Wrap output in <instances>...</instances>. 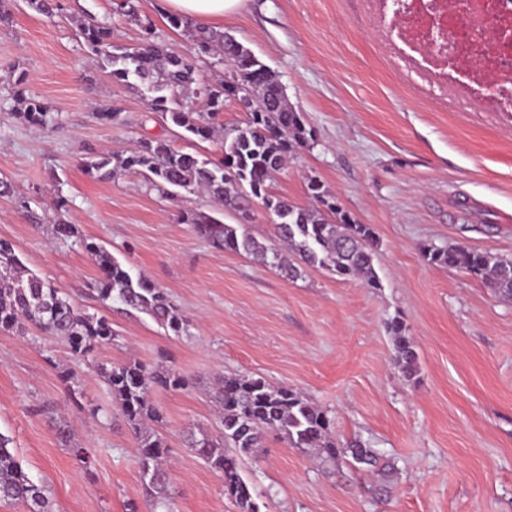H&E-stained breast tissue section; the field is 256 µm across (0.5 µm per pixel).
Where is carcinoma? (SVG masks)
I'll return each mask as SVG.
<instances>
[{
	"label": "carcinoma",
	"instance_id": "cac0c4a2",
	"mask_svg": "<svg viewBox=\"0 0 512 512\" xmlns=\"http://www.w3.org/2000/svg\"><path fill=\"white\" fill-rule=\"evenodd\" d=\"M168 21L190 34L201 55L214 52L232 61V80L209 83L199 79L193 63L155 41L150 24L145 26L146 38L141 44L121 53L112 51L111 28L102 22L84 21L81 34L92 54L110 69L114 81L131 87L130 79H136L149 92V110L169 119L188 136L205 141L215 136L212 119L223 111L226 97L244 105L248 121L224 131V159L218 163L176 150L164 139L143 138L126 157L102 154L85 162V172L103 180L134 169L162 195L202 190L222 208L246 220L258 204L276 218L268 240L258 239L245 224H226L206 212L186 210L181 221L193 225L212 246L253 255L290 278L300 276L303 268L317 267L341 279L357 278L369 288L380 287L374 268V232L344 212L319 180L311 177L307 182L308 194L317 201L313 207L293 204L270 192V183L288 156L312 141L311 131L288 102L275 71L250 48L221 31H195L186 19L174 15ZM193 97L204 99L206 110H194L189 105ZM17 100L22 105L15 113L17 119L39 126L55 120L44 104L25 97L20 89ZM53 232L62 240H78L95 262L98 276L87 289L103 306L110 309L117 302L128 312L147 313L176 336L187 331L188 321L145 274L132 275L104 246L82 236L75 224L61 221ZM427 259L467 272L496 294L512 296L511 258L455 246L430 253ZM28 324L64 340L77 359L88 357L116 336L106 317L77 307L63 289L25 273L13 243L0 239V331H21ZM388 329L395 337L401 373L410 381L416 374V353L399 319H393ZM100 373L138 441L141 479L158 495L156 506L163 508L170 485L169 445L159 431L162 413L150 394L155 387L185 389L189 380L163 366L148 369L137 360L110 367L103 364ZM214 399L220 434L213 437L203 431L201 437L190 439L189 447L223 478L224 490L241 512H259L241 470L244 457L263 448L268 432L276 433L290 448H316L333 464L349 458L360 470L378 466L375 449L359 442L340 446L327 411L292 388L274 386L260 377L231 375L222 377ZM10 443L9 437L0 434V502H19L27 512H53L46 488L23 472Z\"/></svg>",
	"mask_w": 512,
	"mask_h": 512
}]
</instances>
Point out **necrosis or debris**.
Wrapping results in <instances>:
<instances>
[{"label":"necrosis or debris","mask_w":512,"mask_h":512,"mask_svg":"<svg viewBox=\"0 0 512 512\" xmlns=\"http://www.w3.org/2000/svg\"><path fill=\"white\" fill-rule=\"evenodd\" d=\"M385 39L414 85L468 109L512 112V11L501 0H383Z\"/></svg>","instance_id":"1"}]
</instances>
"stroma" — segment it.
<instances>
[{"instance_id":"stroma-1","label":"stroma","mask_w":512,"mask_h":512,"mask_svg":"<svg viewBox=\"0 0 512 512\" xmlns=\"http://www.w3.org/2000/svg\"><path fill=\"white\" fill-rule=\"evenodd\" d=\"M62 3L47 16L10 0L11 21L0 24V179L14 188L0 196V238L75 305L104 311L85 288L96 265L53 233L65 201L80 233L164 289L189 327L173 336L147 315L104 311L119 335L84 360L36 328L0 331V434L47 488L54 512H156L135 435L99 371L130 359L190 382L151 394L172 448L169 512H240L188 447L190 435L216 430L208 392L221 374L301 392L328 411L339 442L361 441L395 465L374 477L267 436L242 469L260 512H512V299L426 258L459 244L512 257V112H459L413 87L363 0H243L217 30L278 74L315 136L275 175L272 192L307 207V181L317 177L377 243L378 288L316 268L289 279L250 255L213 248L182 223V210H213L208 194L170 198L135 172L105 180L85 173L93 154L120 156L147 137L213 159L222 146L180 138L144 96L113 81L92 60L80 20L106 23L113 49L128 50L147 19L156 41L193 60L201 79H228L231 68L198 57L191 38L170 27L165 0H134L135 22L115 0ZM20 74L25 93L56 114L53 124L15 118ZM105 107L120 121L101 120ZM395 317L417 354L410 381L388 331ZM57 417L92 450L91 468L59 441Z\"/></svg>"}]
</instances>
